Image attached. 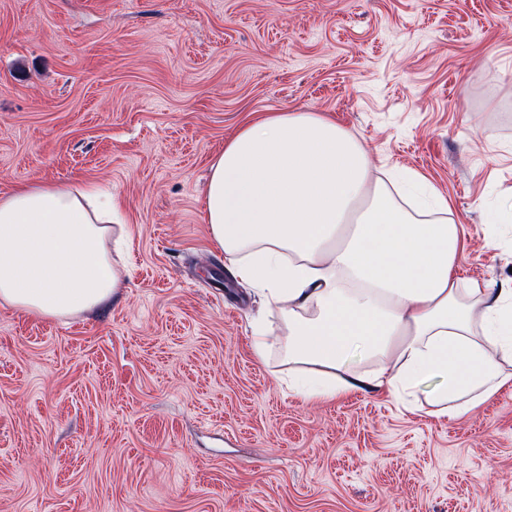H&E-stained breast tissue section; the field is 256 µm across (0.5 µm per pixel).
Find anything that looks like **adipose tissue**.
<instances>
[{
    "label": "adipose tissue",
    "instance_id": "obj_1",
    "mask_svg": "<svg viewBox=\"0 0 512 512\" xmlns=\"http://www.w3.org/2000/svg\"><path fill=\"white\" fill-rule=\"evenodd\" d=\"M118 211L93 184L1 194L0 305L63 318L109 303ZM203 212L235 277L280 305L300 399L381 391L457 419L512 387V288L464 284L446 200L401 205L335 120L270 112L241 127L210 164Z\"/></svg>",
    "mask_w": 512,
    "mask_h": 512
}]
</instances>
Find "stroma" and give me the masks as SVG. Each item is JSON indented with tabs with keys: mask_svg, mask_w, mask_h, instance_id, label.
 Instances as JSON below:
<instances>
[{
	"mask_svg": "<svg viewBox=\"0 0 512 512\" xmlns=\"http://www.w3.org/2000/svg\"><path fill=\"white\" fill-rule=\"evenodd\" d=\"M321 112L448 201L461 278L512 287V0H0V194L111 186L119 296L0 305V512H512V389L458 419L307 402L210 243L212 158ZM273 342L268 336L267 329L260 319H256L251 329V347L253 353L261 360L267 357V354Z\"/></svg>",
	"mask_w": 512,
	"mask_h": 512,
	"instance_id": "1",
	"label": "stroma"
}]
</instances>
